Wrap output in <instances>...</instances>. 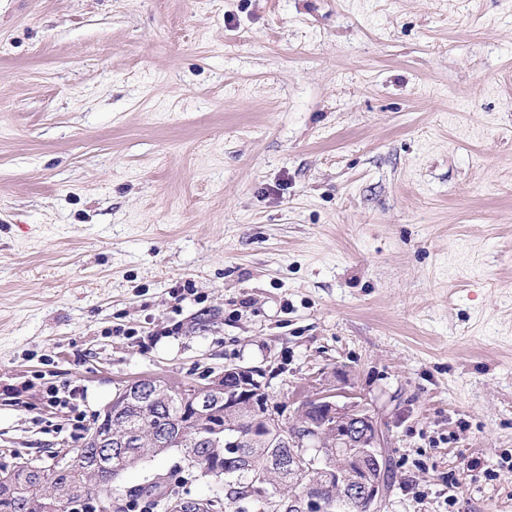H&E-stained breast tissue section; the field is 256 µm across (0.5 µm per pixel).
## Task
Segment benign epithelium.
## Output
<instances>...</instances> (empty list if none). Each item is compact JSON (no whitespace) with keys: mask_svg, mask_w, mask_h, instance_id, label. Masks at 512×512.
Listing matches in <instances>:
<instances>
[{"mask_svg":"<svg viewBox=\"0 0 512 512\" xmlns=\"http://www.w3.org/2000/svg\"><path fill=\"white\" fill-rule=\"evenodd\" d=\"M233 385H220L225 378ZM176 393L159 382L141 388L127 402H165ZM338 392L326 386L299 401L295 408L274 402L260 374L244 367H226L224 373L205 385H196L184 395V401L197 416L224 407V447L233 450L247 442L266 447L286 448L288 454L277 464L304 482L315 472L314 484L324 493L317 497H290L288 508L298 512H351L361 506L363 512H379L387 489L388 451L381 427L369 409L358 402L339 403ZM249 416L260 425L261 435L243 436L239 419ZM144 435L119 426L111 433L98 434L91 429L86 441L94 444L101 459L128 456Z\"/></svg>","mask_w":512,"mask_h":512,"instance_id":"7a95c632","label":"benign epithelium"}]
</instances>
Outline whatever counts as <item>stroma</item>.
Returning <instances> with one entry per match:
<instances>
[{
    "mask_svg": "<svg viewBox=\"0 0 512 512\" xmlns=\"http://www.w3.org/2000/svg\"><path fill=\"white\" fill-rule=\"evenodd\" d=\"M228 366L368 407L381 512H512V0H0V468ZM176 393V389L171 386H162L160 382H155L148 385L146 388H140L135 395H129L126 401L121 403L123 406L126 403L136 402L142 400L146 403L166 402L172 395Z\"/></svg>",
    "mask_w": 512,
    "mask_h": 512,
    "instance_id": "obj_1",
    "label": "stroma"
}]
</instances>
